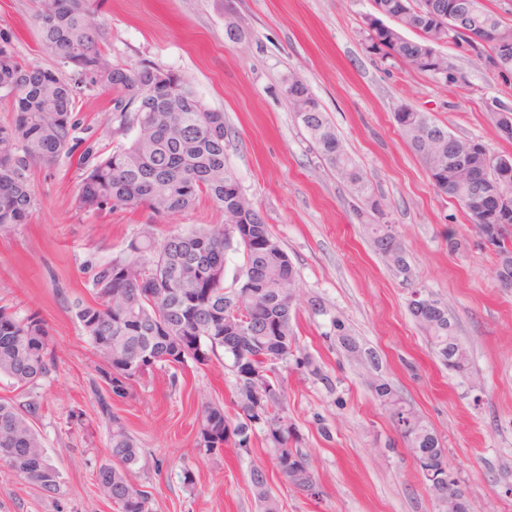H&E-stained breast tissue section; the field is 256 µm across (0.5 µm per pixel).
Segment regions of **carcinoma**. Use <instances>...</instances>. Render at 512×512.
Here are the masks:
<instances>
[{
	"label": "carcinoma",
	"mask_w": 512,
	"mask_h": 512,
	"mask_svg": "<svg viewBox=\"0 0 512 512\" xmlns=\"http://www.w3.org/2000/svg\"><path fill=\"white\" fill-rule=\"evenodd\" d=\"M36 23L41 47L54 65H30L18 57L12 39L0 33V97L9 101L13 116L0 125V232L28 223L34 198L29 172L37 163L50 164L71 154L82 142L73 112L86 89L106 85L116 93L114 109L118 131L127 137L102 159L82 154L80 189L76 209L102 212L145 209L156 216L181 213L201 199L209 200L225 215L241 216L238 234L224 224H199L156 241L153 225L90 275L92 297L73 303L71 312L81 326L95 357L99 380L90 389L101 418L111 425L108 459L96 471V481L108 493L117 512H152L151 496L137 482L140 448L126 425L112 413V399L128 395L131 383L157 366L182 367L187 361L207 366L218 350L233 360L241 419L234 425L224 408L201 405L196 447L206 454L224 445L246 451L253 427L266 428L276 445L274 465L294 488L316 497L320 494L308 455L288 447L295 427L282 415L281 392L259 395L263 386L280 388L278 369L297 347L292 324L296 271L286 251L273 235L260 211L250 201H236L238 185L224 169V113L210 110L177 73L149 62L137 68L115 63L103 49V31L91 22L96 0H37ZM365 46L372 54L401 62L448 87L465 83L454 58L431 54L430 46L442 38L431 24L417 22L415 39L394 40L375 16L365 22ZM476 36L495 35L512 43V26L485 8L468 20ZM474 53L491 64L512 70V53L491 44H471ZM166 80L159 82L158 74ZM314 111L295 113L324 164L349 187L358 216L369 221L375 250L388 247L405 251L395 237L384 240V204L371 181L348 153L336 129L315 96ZM135 111H127L128 106ZM402 138L421 160L435 188L460 205L470 194L460 166L439 165V154L418 136L421 126L443 129L424 112L407 106L394 113ZM498 246L512 251V211L499 219ZM242 254L243 263L234 287H224L227 252ZM428 343L448 370L458 377L470 373L469 363L448 364V350L457 342L455 326L441 317L423 321L410 310ZM338 343L346 351L361 350L340 319L332 321ZM363 351V350H361ZM373 364L376 354L363 351ZM56 354L45 323L16 307L0 305V375L8 377L23 400H0V464L34 484L49 498L62 493L61 471L50 461L33 420L41 403L34 393L55 366ZM296 364L315 381L333 389L332 377L309 357ZM375 395L389 416L402 399L381 379ZM414 427L392 424L409 448H424L429 455L422 468L439 474L448 469L437 435L418 412ZM251 492L262 512H281L272 494L268 474L255 466L250 472Z\"/></svg>",
	"instance_id": "1"
}]
</instances>
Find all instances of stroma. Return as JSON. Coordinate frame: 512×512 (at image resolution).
<instances>
[{"mask_svg":"<svg viewBox=\"0 0 512 512\" xmlns=\"http://www.w3.org/2000/svg\"><path fill=\"white\" fill-rule=\"evenodd\" d=\"M34 0H0V33L28 63L51 66L33 22ZM373 0H97L113 60L149 62L181 75L213 110L223 112L225 168L260 210L297 270L293 325L298 355L310 356L336 382L334 391L299 368L281 364L284 413L307 453L320 494L294 489L274 466L266 430L249 450L208 455L195 446L204 401L241 414L232 361L156 368L136 380L112 410L141 453L137 475L153 512H260L250 491L253 467L266 469L282 512H440L426 480L379 404L363 366L336 346L333 319L373 350L379 374L440 437L448 469L466 490L471 512H512V289L500 288L495 256L480 244L455 198L438 193L401 138L400 106L428 113L450 133L512 153L485 121L487 105L512 104V77L447 47L467 79L448 89L409 66L364 47ZM237 29L229 40L228 29ZM308 84L348 152L386 204L411 266L396 278L373 247L348 188L316 156L283 94L288 78ZM111 89L80 95L74 115L88 143L112 146L117 122ZM36 211L28 224L0 233V305L36 313L55 345L56 367L37 393L34 427L64 478L58 499L0 467V512H116L95 473L108 457L109 428L89 390L96 357L73 319L74 301L90 299L91 265L117 255L142 225L156 238L217 224L208 200L180 214L145 210L83 212L77 160L60 157L30 173ZM460 244L448 249L449 240ZM446 303L467 349L477 387L449 373L411 316L412 290ZM326 311L316 314L310 298ZM84 414L76 425L70 414ZM330 437H323L321 427ZM191 470L193 484L183 481Z\"/></svg>","mask_w":512,"mask_h":512,"instance_id":"obj_1","label":"stroma"}]
</instances>
